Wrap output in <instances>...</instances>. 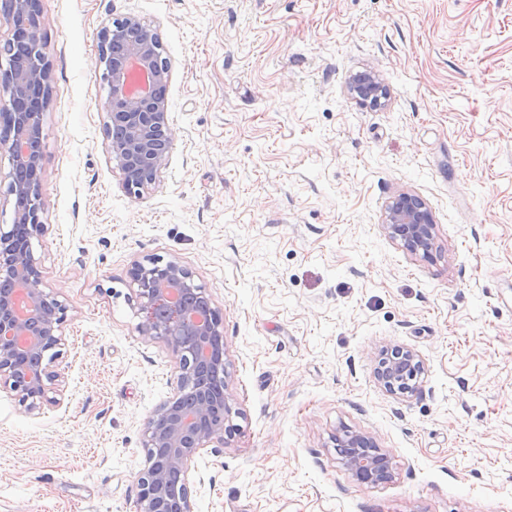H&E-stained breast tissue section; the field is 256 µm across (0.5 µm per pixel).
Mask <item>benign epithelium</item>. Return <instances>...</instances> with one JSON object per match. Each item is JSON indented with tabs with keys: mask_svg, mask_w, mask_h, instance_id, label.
<instances>
[{
	"mask_svg": "<svg viewBox=\"0 0 512 512\" xmlns=\"http://www.w3.org/2000/svg\"><path fill=\"white\" fill-rule=\"evenodd\" d=\"M15 18L27 22L29 59L13 63L0 76V87L16 100L21 111L0 116V151L12 163L5 194L27 200L15 209L13 224L0 225V384L36 409L56 404L61 374L50 364L61 356L66 306L45 290L34 256L32 240L44 230L41 158L43 112L27 111L33 92L49 90L51 69L40 36L41 0H10ZM159 34L134 16L115 19L99 33L95 76L108 87L105 125H119L124 138L107 146L110 161L123 175L125 190L141 196L155 186L166 168L172 148L167 117V87L171 62L163 56ZM146 76L152 90L137 88ZM349 94L368 107H379L389 97L375 70L354 75ZM435 220L419 197L400 192L385 210L384 230L412 254L428 258L434 242ZM138 289L137 329L149 339L163 338L178 360V393L156 409L144 430L149 449L148 467L137 480L138 512H194L189 490V462L235 429L231 423L226 383L227 362L221 312L209 307L201 319L182 303L205 297L191 271L175 260L149 257L130 269ZM423 361L413 350L394 345L383 350L375 376L393 395L417 391ZM223 405L226 419L216 423L211 412ZM344 449L343 465L362 483L377 484L392 475V459L374 439L351 433L337 442Z\"/></svg>",
	"mask_w": 512,
	"mask_h": 512,
	"instance_id": "benign-epithelium-1",
	"label": "benign epithelium"
}]
</instances>
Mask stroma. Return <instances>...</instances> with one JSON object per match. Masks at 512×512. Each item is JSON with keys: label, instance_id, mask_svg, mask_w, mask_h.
I'll return each instance as SVG.
<instances>
[{"label": "stroma", "instance_id": "stroma-1", "mask_svg": "<svg viewBox=\"0 0 512 512\" xmlns=\"http://www.w3.org/2000/svg\"><path fill=\"white\" fill-rule=\"evenodd\" d=\"M44 231L67 307L60 401L0 388V512H136L144 424L176 359L139 335L134 262L175 260L223 314L237 430L190 463L195 512H512V0H42ZM171 61L169 161L129 195L107 153L99 32ZM376 70L383 107L347 91ZM431 258L383 229L399 192ZM413 349L417 394L381 350ZM393 459L363 484L335 435ZM384 230L414 255L428 258L434 242L435 220L431 209L419 197L400 192L385 210ZM424 373L423 361L412 349L394 345L379 355L375 376L393 395H411L417 391Z\"/></svg>", "mask_w": 512, "mask_h": 512}]
</instances>
